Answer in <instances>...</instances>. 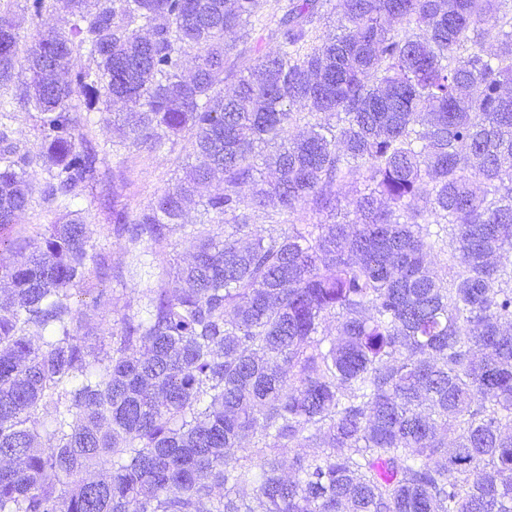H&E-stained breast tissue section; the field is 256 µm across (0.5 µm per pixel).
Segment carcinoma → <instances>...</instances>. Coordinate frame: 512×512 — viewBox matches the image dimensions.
I'll use <instances>...</instances> for the list:
<instances>
[{
  "mask_svg": "<svg viewBox=\"0 0 512 512\" xmlns=\"http://www.w3.org/2000/svg\"><path fill=\"white\" fill-rule=\"evenodd\" d=\"M340 2L322 32L332 0H287L267 50L258 0H66L27 49L62 220L14 235L33 160L0 131V512H512V0ZM18 63L0 15V86ZM298 103L328 123L290 137ZM113 104L126 147L195 158L112 209L118 267L82 206ZM205 185L224 236L157 273ZM108 276L138 297L92 364L79 296Z\"/></svg>",
  "mask_w": 512,
  "mask_h": 512,
  "instance_id": "1",
  "label": "carcinoma"
}]
</instances>
